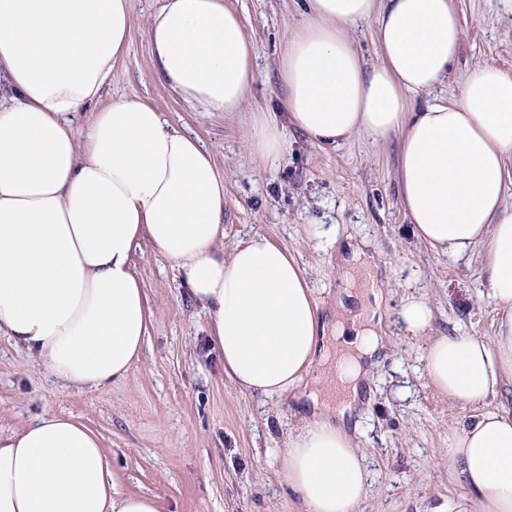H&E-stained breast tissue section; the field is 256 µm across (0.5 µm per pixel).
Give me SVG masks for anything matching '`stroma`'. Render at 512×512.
Returning <instances> with one entry per match:
<instances>
[{"instance_id":"1","label":"stroma","mask_w":512,"mask_h":512,"mask_svg":"<svg viewBox=\"0 0 512 512\" xmlns=\"http://www.w3.org/2000/svg\"><path fill=\"white\" fill-rule=\"evenodd\" d=\"M303 0H239L258 48L260 78L244 111L207 113L177 99L156 74L147 49L154 0H131L127 54L103 89L100 106L143 99L197 138L224 175V247L253 234L297 256L321 311L336 303L340 273L333 241L372 255L389 286L383 308L388 348L369 382L356 441L371 481L358 512H434L461 495L448 477V435L470 409L449 405L428 385L421 356L429 336L491 332L479 256L456 262L429 252L408 231L396 181V145L356 136L335 145L290 124L278 82L281 48L302 20ZM463 48L443 92L455 97L474 66L512 73V14L500 0H454ZM276 113L288 150L263 163L249 145L250 114ZM146 293L148 332L127 377L104 390L53 382L27 349L0 335V433L47 414L79 418L101 438L124 490L156 497L162 512H301L278 477L280 457L306 413L294 396L242 393L224 376L210 320L178 271L150 243L136 253ZM433 310L429 336L398 318L404 299Z\"/></svg>"}]
</instances>
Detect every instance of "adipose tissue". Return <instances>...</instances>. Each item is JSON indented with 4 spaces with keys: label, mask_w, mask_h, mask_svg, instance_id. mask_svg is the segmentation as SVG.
I'll list each match as a JSON object with an SVG mask.
<instances>
[{
    "label": "adipose tissue",
    "mask_w": 512,
    "mask_h": 512,
    "mask_svg": "<svg viewBox=\"0 0 512 512\" xmlns=\"http://www.w3.org/2000/svg\"><path fill=\"white\" fill-rule=\"evenodd\" d=\"M369 20L378 61L368 67L349 31ZM133 24L130 0H0V334L72 387L122 381L147 334L134 255L150 242L207 311L225 376L252 395L298 389L308 402L279 470L304 512H356L369 472L347 422L385 348L373 264L340 250L349 286L324 319L292 252L264 235L225 250L224 177L198 140L151 102L97 105ZM462 43L453 0H306L279 78L309 137L397 138L401 205L420 244L456 261L480 251L490 335L431 336L424 357L429 384L474 409L448 441V476L465 493L435 512H512V73L477 65L457 97L432 100ZM148 52L175 96L208 112L243 111L259 79L235 0H159ZM414 95L427 96L423 108ZM250 122L255 154L282 157L276 115ZM0 512L161 507L122 489L88 426L48 414L0 436Z\"/></svg>",
    "instance_id": "adipose-tissue-1"
}]
</instances>
